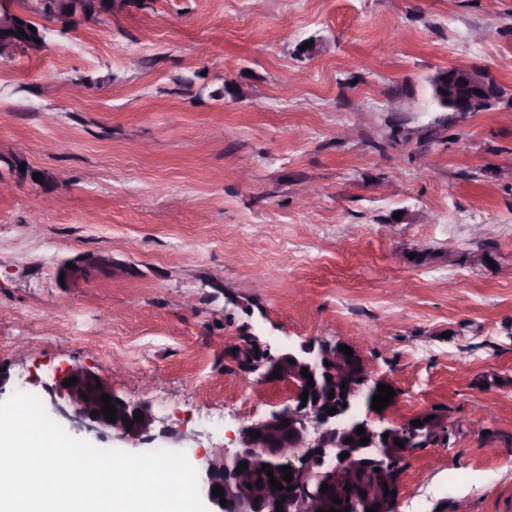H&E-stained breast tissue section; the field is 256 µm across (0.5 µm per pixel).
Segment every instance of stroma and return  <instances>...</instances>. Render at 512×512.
Listing matches in <instances>:
<instances>
[{
  "label": "stroma",
  "mask_w": 512,
  "mask_h": 512,
  "mask_svg": "<svg viewBox=\"0 0 512 512\" xmlns=\"http://www.w3.org/2000/svg\"><path fill=\"white\" fill-rule=\"evenodd\" d=\"M147 2L0 60V399L84 366L193 464L289 396L226 342L339 340L397 391L358 415L486 417L399 512H512V0ZM451 67L503 101L439 123Z\"/></svg>",
  "instance_id": "stroma-1"
}]
</instances>
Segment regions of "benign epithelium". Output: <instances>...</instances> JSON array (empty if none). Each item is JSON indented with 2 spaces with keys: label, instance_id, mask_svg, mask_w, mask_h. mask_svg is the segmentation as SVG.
<instances>
[{
  "label": "benign epithelium",
  "instance_id": "7a95c632",
  "mask_svg": "<svg viewBox=\"0 0 512 512\" xmlns=\"http://www.w3.org/2000/svg\"><path fill=\"white\" fill-rule=\"evenodd\" d=\"M467 84L469 94L455 97V85L444 79L439 82L441 90L453 98L452 109L456 112H483L489 99L486 91L495 80L484 70L479 73H468ZM340 342L323 341L319 345L302 343L299 346L273 350L254 334L245 339L236 338L227 343L224 349L233 350L235 359L231 363L243 374L258 373L271 383H283L288 386L289 397L286 403L274 408L267 415L241 426L235 435V448H214L198 458L200 480L203 493L211 505L210 512H276V505H281L284 512H318L323 509L328 512L336 508L332 497L339 495L340 474L343 464L353 462L357 457L368 454L377 456L380 449L386 447L383 434L388 439L403 435L411 428V421H401L387 426L377 425L369 417L362 418L353 412L355 398L367 387L372 380V369L358 351L349 356L338 349ZM258 348L264 356V361L256 363L253 359V348ZM282 371L278 377H272L276 366ZM302 366L311 373L312 379H331L327 386L336 389L341 384L344 402L347 407H338L333 415L322 407L313 397L307 401L301 400V394L308 387V379L298 373L297 367ZM75 377L77 383L65 387L66 379ZM98 377L85 367L73 365L56 377L53 389L58 402L54 408L68 420L79 427L96 434L99 438L120 440L126 444L137 445L155 439L152 435L156 417L151 406L142 401L126 399L103 384L96 388ZM107 394L112 399L120 400L116 405V420L107 421L102 414L104 403L100 396ZM99 412L96 417L90 416L91 411ZM144 415L143 421H134V414ZM133 421L132 429H127L123 418ZM446 421L437 418L433 421L432 431L439 435V443L448 444L453 431L474 429L479 420L472 418L459 421L453 430H445ZM361 426L369 437V443L346 444L345 434L353 426ZM260 433V438L253 439L250 433ZM349 453L341 458L343 453ZM272 460L279 466H290L292 481L281 490H270L258 497L254 495L251 483L256 479L257 469L261 462ZM247 463L248 469L236 471L241 463ZM377 465L370 464L363 468L358 478L351 481L355 494L365 491L374 492L378 484ZM316 477L332 487V490L322 494H311L309 483ZM389 490L395 495H389L380 501L377 512H394L399 505L400 481L386 478ZM216 486L222 487L226 505L220 504V497L212 494Z\"/></svg>",
  "mask_w": 512,
  "mask_h": 512
}]
</instances>
